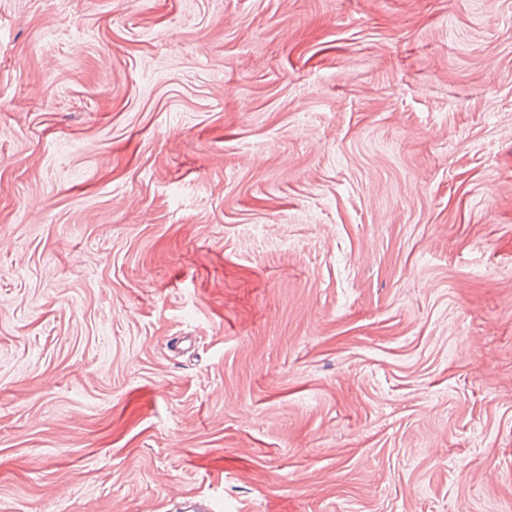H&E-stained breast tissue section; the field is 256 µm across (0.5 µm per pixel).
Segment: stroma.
Returning <instances> with one entry per match:
<instances>
[{
  "instance_id": "35a3bbf8",
  "label": "stroma",
  "mask_w": 512,
  "mask_h": 512,
  "mask_svg": "<svg viewBox=\"0 0 512 512\" xmlns=\"http://www.w3.org/2000/svg\"><path fill=\"white\" fill-rule=\"evenodd\" d=\"M512 512V0H0V512Z\"/></svg>"
}]
</instances>
